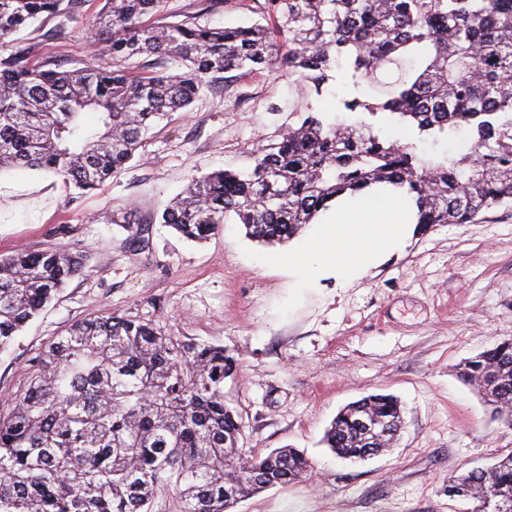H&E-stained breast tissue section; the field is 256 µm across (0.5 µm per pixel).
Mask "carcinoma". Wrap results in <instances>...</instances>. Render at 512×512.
<instances>
[{"label": "carcinoma", "instance_id": "1", "mask_svg": "<svg viewBox=\"0 0 512 512\" xmlns=\"http://www.w3.org/2000/svg\"><path fill=\"white\" fill-rule=\"evenodd\" d=\"M88 0H0V49L43 18L76 19ZM166 0H103L91 30L112 65L63 69L31 63L17 48L0 55V172L51 173L89 192L134 159L153 127L187 109L232 73L279 70L319 89L346 60L338 107L352 125L304 113L275 143L253 151L246 174L193 177L161 215L182 237L202 241L228 215L252 240L273 246L297 236L329 203L375 184L404 188L417 224H463L512 202V0H265L264 22L202 26L193 15L150 24ZM138 56L184 67L133 75ZM405 56L418 64L386 99L357 95L361 81ZM96 114L89 124L85 115ZM402 125V139L374 132ZM455 156L429 155L461 129ZM80 253L45 250L0 257V350L68 282ZM237 360L222 346L165 336L150 324L102 315L71 325L40 353L27 385L0 409V512H149L172 488L177 512H232L241 499L304 478L295 448L265 456L240 447L243 426L224 401ZM512 426V338L460 365ZM401 402L372 394L343 407L323 442L363 461L389 447L361 423L401 422ZM456 496L488 512H512V452L484 471L448 478Z\"/></svg>", "mask_w": 512, "mask_h": 512}]
</instances>
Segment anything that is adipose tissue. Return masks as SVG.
<instances>
[{"instance_id": "ef3b65f1", "label": "adipose tissue", "mask_w": 512, "mask_h": 512, "mask_svg": "<svg viewBox=\"0 0 512 512\" xmlns=\"http://www.w3.org/2000/svg\"><path fill=\"white\" fill-rule=\"evenodd\" d=\"M417 209L405 190L378 186L336 199L309 238L287 256L290 269L309 283L343 281L403 248Z\"/></svg>"}]
</instances>
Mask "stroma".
Instances as JSON below:
<instances>
[{"label": "stroma", "instance_id": "stroma-1", "mask_svg": "<svg viewBox=\"0 0 512 512\" xmlns=\"http://www.w3.org/2000/svg\"><path fill=\"white\" fill-rule=\"evenodd\" d=\"M166 10L217 27L261 18L242 0L212 11L204 0H168ZM92 19L38 22L15 43L35 63L110 65L86 30ZM344 92L332 79L317 91L272 72L204 89L189 111L154 129L139 159L86 195L42 171L1 173L0 255L72 251L86 269L0 353V404L65 328L114 313L167 336L224 345L239 366L224 398L241 417L242 448L306 453L303 481L269 488L235 512H465L466 502L448 496L449 476L512 452V426L458 376L462 361L512 336V203L467 224L412 232L383 263L314 286L270 264L272 248L248 239L235 219L201 244L158 221L191 177L249 170L252 149L277 141L301 112L351 121L336 107ZM372 393L401 399L404 429L366 461L338 458L322 443L326 428Z\"/></svg>", "mask_w": 512, "mask_h": 512}]
</instances>
